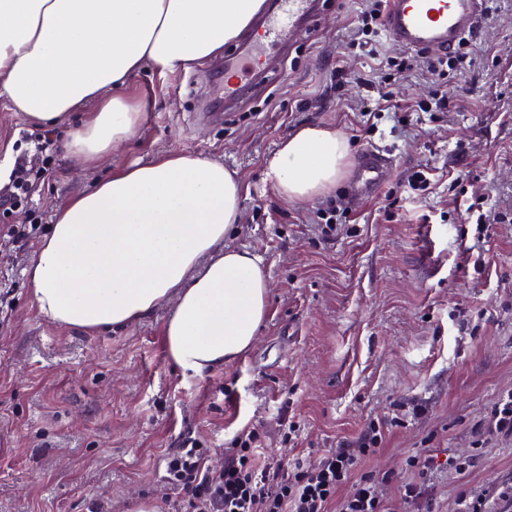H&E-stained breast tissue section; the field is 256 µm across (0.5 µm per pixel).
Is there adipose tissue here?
Returning a JSON list of instances; mask_svg holds the SVG:
<instances>
[{
    "label": "adipose tissue",
    "instance_id": "ef3b65f1",
    "mask_svg": "<svg viewBox=\"0 0 512 512\" xmlns=\"http://www.w3.org/2000/svg\"><path fill=\"white\" fill-rule=\"evenodd\" d=\"M263 0H0V96L31 121L95 112L70 132L67 154L84 168L117 153L144 114L119 96L143 63L162 71L221 54ZM115 89L106 99L105 89ZM349 143L333 126L308 125L282 139L265 179L287 202L335 188ZM237 172L176 151L113 167L55 216L28 268L39 314L93 333L149 316L173 300L167 356L201 377L249 350L270 295L262 256L225 247L242 215Z\"/></svg>",
    "mask_w": 512,
    "mask_h": 512
}]
</instances>
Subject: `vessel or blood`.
<instances>
[{"label": "vessel or blood", "mask_w": 512, "mask_h": 512, "mask_svg": "<svg viewBox=\"0 0 512 512\" xmlns=\"http://www.w3.org/2000/svg\"><path fill=\"white\" fill-rule=\"evenodd\" d=\"M486 0H389L383 29L395 44L417 51L449 52L478 23ZM322 0H264L259 12L237 36L224 57V103L233 106L253 78L266 75L273 50H289L301 29L315 26ZM391 159L374 149L363 150L351 182L354 197L377 194L380 175Z\"/></svg>", "instance_id": "b4317fda"}]
</instances>
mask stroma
<instances>
[{"instance_id": "35a3bbf8", "label": "stroma", "mask_w": 512, "mask_h": 512, "mask_svg": "<svg viewBox=\"0 0 512 512\" xmlns=\"http://www.w3.org/2000/svg\"><path fill=\"white\" fill-rule=\"evenodd\" d=\"M367 3L324 0L316 30L231 110L217 105L209 63L144 65L123 91L147 114L132 141L91 169L60 149L31 201L0 214V224L37 227L0 252L9 291L0 315V512H126L141 496L157 512H186L163 459L187 439L218 469L250 426L264 456L309 466L373 421L384 437L360 469L383 476L388 512H456L461 492H512V436L482 428L512 391V0H491L471 35L474 65L448 76L446 109L388 112L369 130L360 110L379 62L351 48ZM314 124L339 129L352 154L372 146L392 158L378 195L352 202L343 178L307 202L278 197L264 160ZM43 130L0 96V187L16 161L40 163L30 137ZM173 149L238 172L242 220L225 243L261 254L270 273L255 344L202 377L167 358L172 301L90 334L41 316L24 275L72 195L114 166ZM425 167L432 189L411 190ZM334 204L349 221L328 241L316 211ZM286 420L297 427L290 441ZM470 454L474 466L457 471L455 460ZM415 455L427 472L409 467ZM421 482L430 496L417 506L403 486Z\"/></svg>"}]
</instances>
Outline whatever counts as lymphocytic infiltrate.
<instances>
[{"label": "lymphocytic infiltrate", "mask_w": 512, "mask_h": 512, "mask_svg": "<svg viewBox=\"0 0 512 512\" xmlns=\"http://www.w3.org/2000/svg\"><path fill=\"white\" fill-rule=\"evenodd\" d=\"M473 47L462 43L451 56L426 61L439 78L428 99L418 102L422 112L448 105L449 72L472 61ZM382 442L378 424H370L354 443L332 448L316 464L265 463L258 450V432L244 429L227 449L223 468L206 464L207 451L183 447L164 459L167 482L188 497L191 512H387L375 475H356L361 458Z\"/></svg>", "instance_id": "lymphocytic-infiltrate-1"}]
</instances>
